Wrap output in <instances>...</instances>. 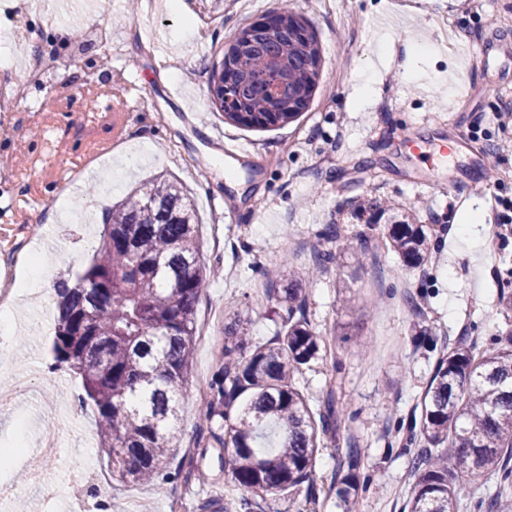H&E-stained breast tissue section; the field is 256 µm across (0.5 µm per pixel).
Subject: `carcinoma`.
I'll return each instance as SVG.
<instances>
[{"label": "carcinoma", "instance_id": "carcinoma-1", "mask_svg": "<svg viewBox=\"0 0 512 512\" xmlns=\"http://www.w3.org/2000/svg\"><path fill=\"white\" fill-rule=\"evenodd\" d=\"M288 22L270 30L252 24L245 70L209 76L212 108L224 121L268 131L297 121L308 111L321 70L316 33L309 22L282 8ZM278 81L283 91L266 96L258 85ZM276 102L280 111L269 112ZM389 204L369 196L353 215L377 224ZM404 217L384 225V245L403 267L428 264L433 225ZM195 214L176 181L153 178L112 208L99 249L73 281L56 288L58 324L55 358L83 379L86 398L98 414L101 448L121 481L160 484L167 478L170 424L175 394L187 380L193 355L195 306L207 269L201 266ZM313 255L303 276L276 292L285 309L282 330L238 357L224 346V365L209 384L207 421L220 422L219 442L230 449L228 464L240 496L224 512H249L253 498L294 490L309 483L321 437L337 434L346 411L327 397L312 410L296 384L301 366L325 346L310 324L303 279L325 269ZM228 340H245L242 312L224 324ZM420 447L407 512H455L468 500L471 512H512V330L480 350L451 342L437 360L420 407V425L407 426L403 447ZM360 449H346L336 477V495L355 503ZM494 477V491L475 489Z\"/></svg>", "mask_w": 512, "mask_h": 512}]
</instances>
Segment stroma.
<instances>
[{
	"label": "stroma",
	"mask_w": 512,
	"mask_h": 512,
	"mask_svg": "<svg viewBox=\"0 0 512 512\" xmlns=\"http://www.w3.org/2000/svg\"><path fill=\"white\" fill-rule=\"evenodd\" d=\"M153 0L128 19L127 0H0V18L26 23L30 35L8 38L12 60L53 41L63 24L74 30L103 28L112 40V81L90 76L84 66H49L51 85L15 87L18 105L0 112V282L31 279L20 270L22 251L48 277L83 272L104 233L113 203L157 176L181 182L199 222L200 259L223 273L207 280L196 307L197 321H210L209 337H196L186 384L176 395L170 480L163 485L113 480L99 446L96 413L84 402L82 378L56 364L52 350L55 299L21 292L12 341L0 354V448L24 443L26 458L0 466V485L17 496L0 498V512H15L16 497L39 499L42 512H122L139 501L145 512H219L231 472L227 451L203 421L207 387L224 355V316L243 312L250 343L276 336L284 314L275 289L303 272L315 253L331 254L324 273L307 285L308 316L327 347L305 366L298 385L311 407L334 395L351 421L339 439L324 438L315 460V501L306 487L261 500L255 512H343L329 487L348 442L362 454L368 487L353 512H402L416 479L411 452L395 446L399 424L418 415L438 357L437 344L458 338L488 345L512 329L497 293L512 267V234L492 238L498 202L512 199V152L490 168L489 148L512 142V126L493 118L500 102L512 101V0H180L167 10ZM288 4L308 20L322 50V75L308 112L270 132L224 123L213 112L210 69L241 30ZM449 13L468 42L444 41L437 25ZM192 22L186 34L183 22ZM419 48L427 78L408 80L387 55ZM372 71L378 99L362 111L352 107L359 75ZM177 88L180 100L167 97ZM255 147L237 176L224 168V154L210 128ZM468 148L447 167L427 168L410 140L436 145L458 131ZM102 158L111 178L97 182L77 206L87 214L75 224L55 221L44 231L34 214L48 216L69 177ZM483 182L481 219L468 221L459 204ZM414 205L420 220L438 227L432 260L404 268L398 256L379 248L357 262L353 247L381 235V225L353 219L366 196ZM343 229L344 242L327 236ZM347 333L337 343L336 333ZM58 434L61 467L51 473L56 494L43 498L32 473L46 424ZM85 463L89 478L70 484L69 468Z\"/></svg>",
	"instance_id": "obj_1"
}]
</instances>
